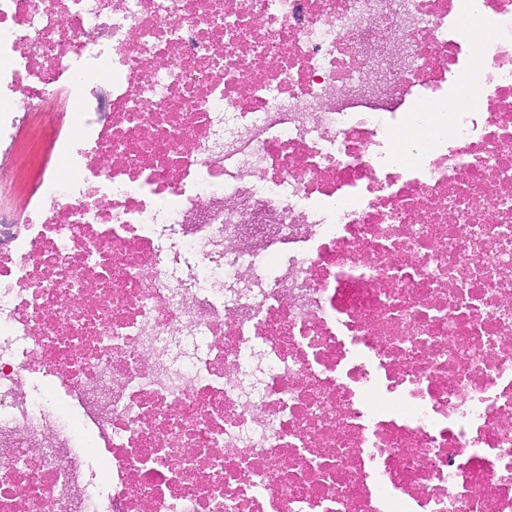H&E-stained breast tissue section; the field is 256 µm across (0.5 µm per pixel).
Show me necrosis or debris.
<instances>
[{
	"label": "necrosis or debris",
	"mask_w": 512,
	"mask_h": 512,
	"mask_svg": "<svg viewBox=\"0 0 512 512\" xmlns=\"http://www.w3.org/2000/svg\"><path fill=\"white\" fill-rule=\"evenodd\" d=\"M0 98V512H512V0H0Z\"/></svg>",
	"instance_id": "1"
}]
</instances>
